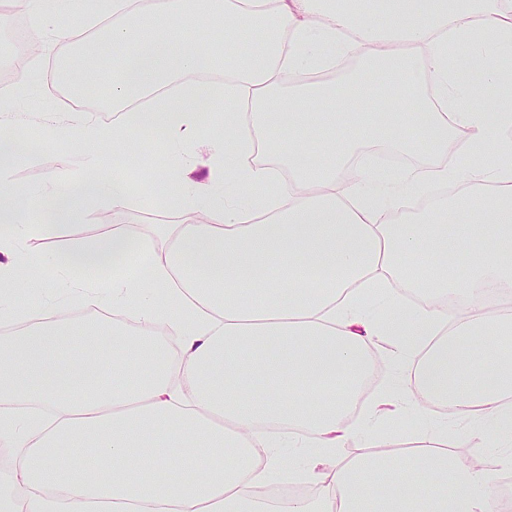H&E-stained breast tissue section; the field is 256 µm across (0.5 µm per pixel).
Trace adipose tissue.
<instances>
[{"label":"adipose tissue","mask_w":512,"mask_h":512,"mask_svg":"<svg viewBox=\"0 0 512 512\" xmlns=\"http://www.w3.org/2000/svg\"><path fill=\"white\" fill-rule=\"evenodd\" d=\"M25 5L37 44L77 0ZM97 31L115 50L121 122L49 123L43 139L95 150L157 128L181 143L203 106L232 108L205 181L167 172L165 203L193 202L206 223L143 237L132 258L120 224L51 254L70 292L98 288L111 332L66 320L0 336V440L13 450L0 512H264L250 490L275 479L319 485L288 512H494L490 474L455 466L444 433L420 432L394 460L374 427L448 399L512 461V352L498 346L512 307L489 315L487 295H512V93L488 96L512 73V0H112ZM349 56L360 69L328 79ZM219 70L220 82L191 79ZM287 72L299 83L283 87ZM418 142L434 160L399 170L396 191L350 164ZM15 147L0 136V285L19 294L27 239L126 205L135 162L106 177L91 158L35 191L13 178ZM310 268L323 287L285 295ZM405 289L430 299L407 306ZM378 337L413 371L369 398ZM67 348L82 357L62 359ZM359 439L373 455L323 470ZM75 445L99 465L66 466ZM287 447L310 449L304 468L285 467Z\"/></svg>","instance_id":"obj_1"}]
</instances>
